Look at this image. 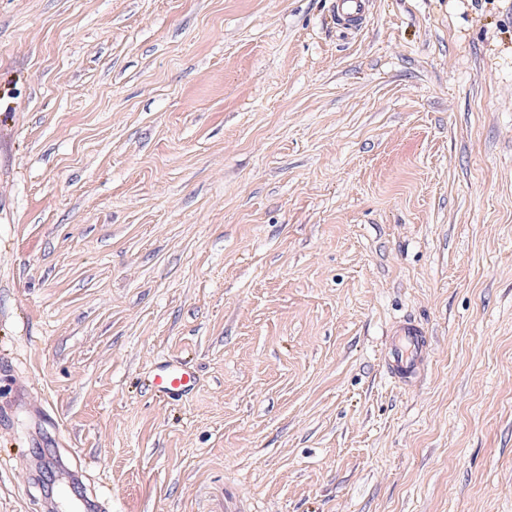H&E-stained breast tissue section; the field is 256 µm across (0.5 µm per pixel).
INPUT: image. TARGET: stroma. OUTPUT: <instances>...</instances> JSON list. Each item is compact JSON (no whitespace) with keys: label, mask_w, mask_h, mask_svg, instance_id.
<instances>
[{"label":"stroma","mask_w":512,"mask_h":512,"mask_svg":"<svg viewBox=\"0 0 512 512\" xmlns=\"http://www.w3.org/2000/svg\"><path fill=\"white\" fill-rule=\"evenodd\" d=\"M55 456L106 512H512V0H0V512ZM368 0H335L333 6L336 25L357 30L368 13ZM393 343L383 355L390 376L401 384L421 377L431 357V337L415 321L399 323L393 331ZM196 384L195 371L182 364L172 368L162 366L152 379L154 390L165 396L189 394L194 390Z\"/></svg>","instance_id":"1"}]
</instances>
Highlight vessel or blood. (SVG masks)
Segmentation results:
<instances>
[{
  "mask_svg": "<svg viewBox=\"0 0 512 512\" xmlns=\"http://www.w3.org/2000/svg\"><path fill=\"white\" fill-rule=\"evenodd\" d=\"M368 0H334L333 12L339 27L355 30L368 13ZM431 357V338L425 327L415 321L399 323L393 331V342L383 355L390 376L401 384L421 377ZM197 384L194 370L185 365L160 367L152 379L157 393L165 396L186 395ZM67 486L74 492V512H104L103 498H89L82 492V476L79 472L65 470Z\"/></svg>",
  "mask_w": 512,
  "mask_h": 512,
  "instance_id": "b4317fda",
  "label": "vessel or blood"
}]
</instances>
